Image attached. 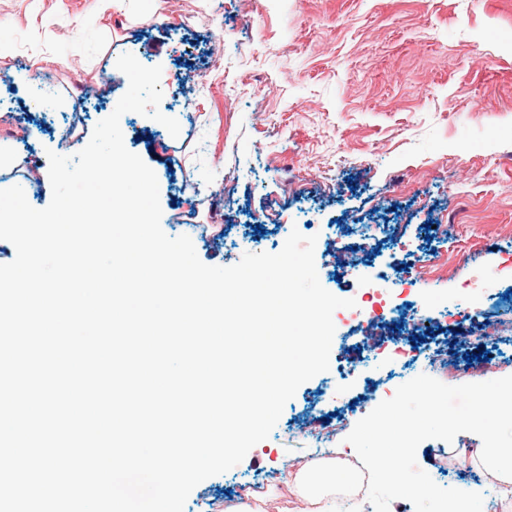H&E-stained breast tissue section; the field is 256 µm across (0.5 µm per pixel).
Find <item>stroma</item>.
Returning a JSON list of instances; mask_svg holds the SVG:
<instances>
[{"mask_svg": "<svg viewBox=\"0 0 512 512\" xmlns=\"http://www.w3.org/2000/svg\"><path fill=\"white\" fill-rule=\"evenodd\" d=\"M122 26L102 29L98 0H0V143L37 209L52 198L48 152L71 156L75 117L95 127L128 88L116 60L161 66L160 111L179 137L122 115L128 150L155 172L166 235L220 225L223 241L192 237L199 259L229 267L279 252L292 230L316 236L322 286L357 298L344 262L358 254L389 277L420 271L387 299L373 341L346 309L330 367L302 384L270 436L226 473L198 484L184 512H298L268 497L285 463L317 458L328 414L345 431L396 389L426 374L459 385L512 382V0H121ZM85 37L80 62L63 45ZM220 70H212L214 59ZM430 330L410 348L397 326ZM442 352L459 373L431 360ZM472 433L424 441L419 468L440 486L481 493L489 512L512 497L464 470Z\"/></svg>", "mask_w": 512, "mask_h": 512, "instance_id": "stroma-1", "label": "stroma"}]
</instances>
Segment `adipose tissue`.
<instances>
[{
	"instance_id": "1",
	"label": "adipose tissue",
	"mask_w": 512,
	"mask_h": 512,
	"mask_svg": "<svg viewBox=\"0 0 512 512\" xmlns=\"http://www.w3.org/2000/svg\"><path fill=\"white\" fill-rule=\"evenodd\" d=\"M436 424L454 429L462 425L486 426L493 437L473 458L483 470L498 482L504 493L512 495V446L497 442L496 433L512 431V384L494 389L480 388L474 409L466 416L456 417L438 412ZM358 481L355 469L345 461L315 459L291 466L281 481L289 497L299 501L307 512H335V497L352 489Z\"/></svg>"
}]
</instances>
